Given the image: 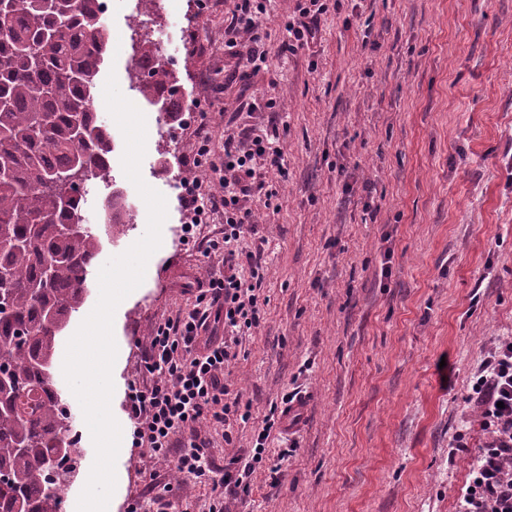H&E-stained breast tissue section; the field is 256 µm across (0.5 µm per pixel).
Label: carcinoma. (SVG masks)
I'll use <instances>...</instances> for the list:
<instances>
[{
  "instance_id": "cac0c4a2",
  "label": "carcinoma",
  "mask_w": 512,
  "mask_h": 512,
  "mask_svg": "<svg viewBox=\"0 0 512 512\" xmlns=\"http://www.w3.org/2000/svg\"><path fill=\"white\" fill-rule=\"evenodd\" d=\"M110 51L98 0H0V512H62L68 474L60 448L73 414L53 368L62 332L85 303L92 269L112 237L119 190L103 226L85 223L89 182L108 173L114 135L87 96ZM150 102L178 111L162 65L142 81ZM82 223L66 235L67 224Z\"/></svg>"
}]
</instances>
